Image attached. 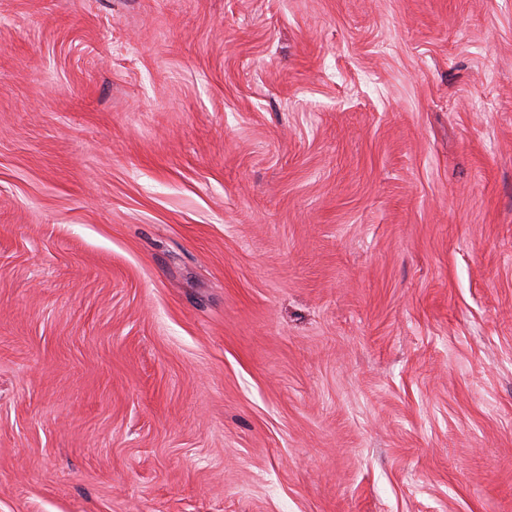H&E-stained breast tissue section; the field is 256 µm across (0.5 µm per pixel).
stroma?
<instances>
[{
	"label": "stroma",
	"instance_id": "35a3bbf8",
	"mask_svg": "<svg viewBox=\"0 0 512 512\" xmlns=\"http://www.w3.org/2000/svg\"><path fill=\"white\" fill-rule=\"evenodd\" d=\"M0 512H512V0H0Z\"/></svg>",
	"mask_w": 512,
	"mask_h": 512
}]
</instances>
